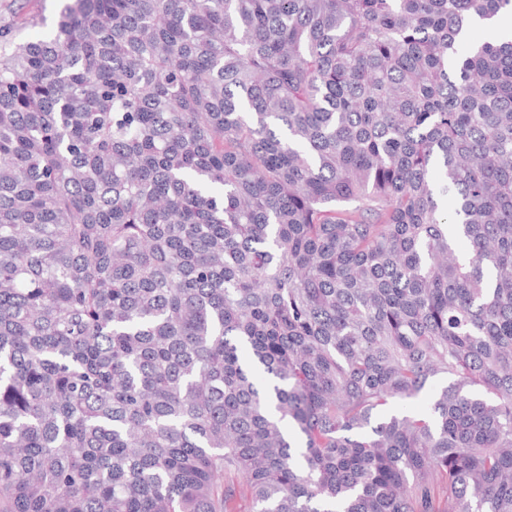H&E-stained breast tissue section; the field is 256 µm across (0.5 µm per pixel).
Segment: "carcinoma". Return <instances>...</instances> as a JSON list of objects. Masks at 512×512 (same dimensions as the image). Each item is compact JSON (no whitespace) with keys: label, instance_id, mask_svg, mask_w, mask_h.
Segmentation results:
<instances>
[{"label":"carcinoma","instance_id":"cac0c4a2","mask_svg":"<svg viewBox=\"0 0 512 512\" xmlns=\"http://www.w3.org/2000/svg\"><path fill=\"white\" fill-rule=\"evenodd\" d=\"M505 12L69 0L0 52V512H512ZM496 33L504 39L512 40V15L501 13L496 18L486 23ZM484 28L482 26H475L472 28L468 43H483V42H498L503 41L498 39V35ZM441 383L442 382H438V383L432 385L430 388H428L425 392H423L416 399L407 401L400 405L390 403L388 406H386V411L391 412L395 409H403L409 413H417V414L428 413L429 409L431 407V398H432L433 392L437 389V386H439Z\"/></svg>","mask_w":512,"mask_h":512}]
</instances>
